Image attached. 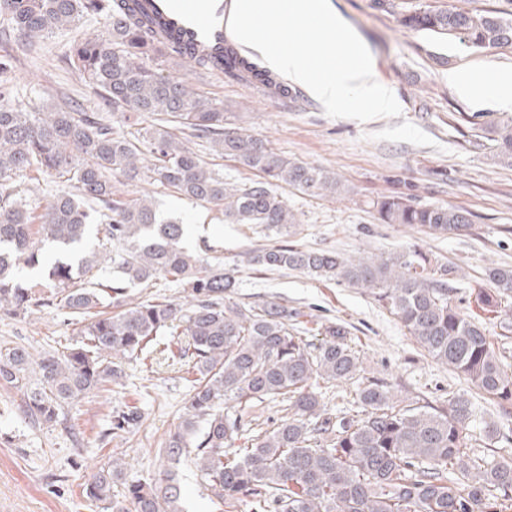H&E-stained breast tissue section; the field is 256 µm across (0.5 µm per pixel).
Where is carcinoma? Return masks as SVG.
Wrapping results in <instances>:
<instances>
[{
	"label": "carcinoma",
	"instance_id": "carcinoma-1",
	"mask_svg": "<svg viewBox=\"0 0 512 512\" xmlns=\"http://www.w3.org/2000/svg\"><path fill=\"white\" fill-rule=\"evenodd\" d=\"M0 13L31 47L82 20L102 24V37L71 46L72 66L112 102V119L78 112L66 96L49 110L16 99L17 57L0 47V310L13 315L52 303L80 324V340L62 354L35 359L24 346H0V381L22 393L23 413L34 423L66 419V407L118 381L123 359L168 351L160 337L184 324L179 347L190 380L184 419L160 453L178 466L191 445L204 488L217 503L250 512H508L512 461L489 460L468 446L473 411L461 394L438 406H399L392 387L370 381L358 391L363 417L325 415L319 381L352 380L360 356L345 328L332 321L314 328L311 345L290 332L299 316L275 299L252 306L233 301L237 269L184 245V224L164 217L154 197L129 199L112 183L148 182L183 199L220 208L233 224H260L288 236L299 219L276 187L314 198L336 197L346 187L336 174L276 152L250 129L227 126L224 106L186 80L151 64L192 63L232 80H246L278 99L296 94L277 72L243 54L235 41L224 51L183 42L172 30L147 22L130 0H0ZM400 25L455 37L480 50L512 44V19L456 7H420ZM190 130L214 155L258 173L238 186L187 146ZM502 158L512 163V122L492 129ZM59 180L66 189L42 208L31 207L15 180L25 172ZM383 224H409L431 235L466 232L472 214L421 205L411 194L374 203ZM265 271L297 270L325 281L372 290L434 360L512 406V349L495 348L483 324L450 303L456 267L434 266L419 250L352 259L290 243L250 253ZM164 280L182 286L190 306L173 300L126 302L130 288ZM469 295L488 314L512 297V266L489 267ZM281 399L286 415L271 431L243 438L233 401ZM138 411L112 415L101 442L135 426ZM118 461L104 465L85 487L108 512H173L180 496L175 473L164 483L126 487L124 506L112 499Z\"/></svg>",
	"mask_w": 512,
	"mask_h": 512
}]
</instances>
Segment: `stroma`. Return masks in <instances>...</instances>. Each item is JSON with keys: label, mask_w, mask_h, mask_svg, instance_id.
Returning <instances> with one entry per match:
<instances>
[{"label": "stroma", "mask_w": 512, "mask_h": 512, "mask_svg": "<svg viewBox=\"0 0 512 512\" xmlns=\"http://www.w3.org/2000/svg\"><path fill=\"white\" fill-rule=\"evenodd\" d=\"M369 49L379 77L391 84L402 114L365 123L326 115L306 91L281 101L248 84L169 61L167 74L185 78L210 98L223 102L237 124L267 140L283 157L336 173L346 187L336 198H311L287 186L279 192L300 220L295 243L304 249L335 250L348 256H375L417 249L435 264H452L462 277L451 303L473 315L468 285L486 268L512 265V165L495 161L497 144L486 124L512 119V112L460 99L448 83L452 69L512 72V46L475 50L458 39L403 29L405 7L455 5L512 17V0H332ZM72 35L60 32L42 50L26 51L15 31L0 26V45L18 57L13 75L20 101L48 107L66 93L83 112H104L102 98L69 61ZM138 198L154 194L162 211L178 215L188 229L185 245L207 240L225 264L237 266L235 300L271 297L299 311L296 327L317 321L342 324L358 350L362 378L386 380L398 399L447 400L462 394L474 404L473 446L486 451L489 429L512 427V418L464 377L434 361L397 316L369 289L324 281L294 270L258 272L247 262L251 250L281 244L282 236L255 224L225 223L215 207L196 205L141 182L126 187ZM416 196L427 205L463 208L473 215L470 231L434 237L418 227L382 224L373 200L393 193ZM77 329L54 307L14 316L0 311V344L26 347L33 355L54 353L75 342ZM125 375L92 396L69 405L64 423L32 424L22 412L21 393L0 382V512H103L84 486L97 469L120 460L122 476L112 487L122 499L131 483L160 481L167 467L159 453L186 411L188 389L179 364L165 356L146 363L123 362ZM138 409L130 432L101 446L99 435L116 410ZM181 512H249L248 506L216 507L201 483L194 458L178 468Z\"/></svg>", "instance_id": "obj_1"}]
</instances>
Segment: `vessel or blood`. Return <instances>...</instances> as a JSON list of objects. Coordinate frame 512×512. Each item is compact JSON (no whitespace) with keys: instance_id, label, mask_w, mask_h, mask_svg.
Masks as SVG:
<instances>
[{"instance_id":"vessel-or-blood-1","label":"vessel or blood","mask_w":512,"mask_h":512,"mask_svg":"<svg viewBox=\"0 0 512 512\" xmlns=\"http://www.w3.org/2000/svg\"><path fill=\"white\" fill-rule=\"evenodd\" d=\"M146 11L172 22L202 45L224 43V0H141Z\"/></svg>"}]
</instances>
